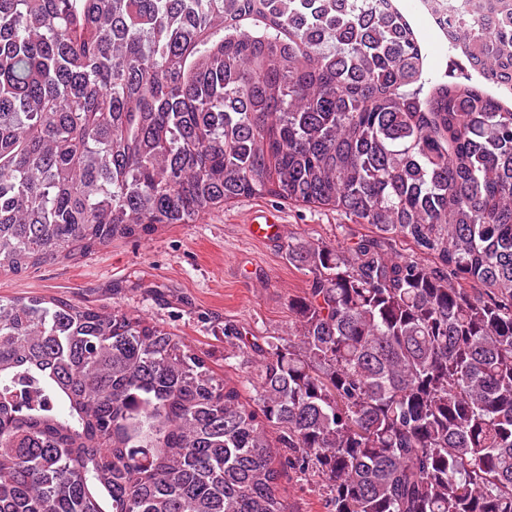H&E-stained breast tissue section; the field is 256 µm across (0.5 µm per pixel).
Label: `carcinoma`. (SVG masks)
I'll return each mask as SVG.
<instances>
[{
    "label": "carcinoma",
    "mask_w": 512,
    "mask_h": 512,
    "mask_svg": "<svg viewBox=\"0 0 512 512\" xmlns=\"http://www.w3.org/2000/svg\"><path fill=\"white\" fill-rule=\"evenodd\" d=\"M454 24L478 82L394 3L0 0V274L242 197L368 229L288 244V337L224 330L251 402L146 315L1 298L0 512H289V470L512 512V0Z\"/></svg>",
    "instance_id": "obj_1"
}]
</instances>
